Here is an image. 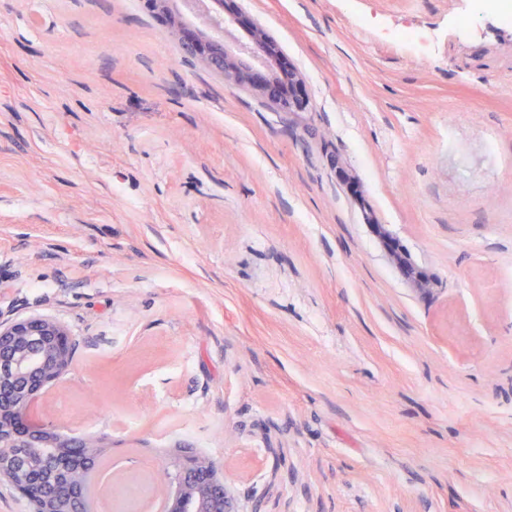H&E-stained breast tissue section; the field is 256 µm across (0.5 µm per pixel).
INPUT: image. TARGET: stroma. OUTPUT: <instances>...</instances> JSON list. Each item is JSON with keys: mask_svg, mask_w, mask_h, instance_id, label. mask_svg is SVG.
Returning <instances> with one entry per match:
<instances>
[{"mask_svg": "<svg viewBox=\"0 0 512 512\" xmlns=\"http://www.w3.org/2000/svg\"><path fill=\"white\" fill-rule=\"evenodd\" d=\"M239 5L306 111L225 87L143 0H0V313L78 343L32 417L109 438L118 478L201 455L236 512H512V26Z\"/></svg>", "mask_w": 512, "mask_h": 512, "instance_id": "35a3bbf8", "label": "stroma"}]
</instances>
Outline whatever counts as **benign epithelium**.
<instances>
[{
  "label": "benign epithelium",
  "instance_id": "1",
  "mask_svg": "<svg viewBox=\"0 0 512 512\" xmlns=\"http://www.w3.org/2000/svg\"><path fill=\"white\" fill-rule=\"evenodd\" d=\"M148 10L165 20L182 49L224 83L247 89L282 112H304L309 101L302 78L279 46L244 14L237 0H202L199 12L217 30L233 26L243 37L208 36L180 21L170 12L169 0H145ZM414 290L423 297L433 294L436 279L422 271L408 272ZM76 341L61 322L48 316L23 319L0 314V475L24 471L21 448L68 449L67 466L80 475L78 482L59 487L34 476L12 480L13 487L36 506V512H88L87 480L108 454L101 439L59 434L30 416L32 404L66 373L73 361ZM174 473L163 474L166 512H234L227 479L211 462L191 454L173 458Z\"/></svg>",
  "mask_w": 512,
  "mask_h": 512
}]
</instances>
